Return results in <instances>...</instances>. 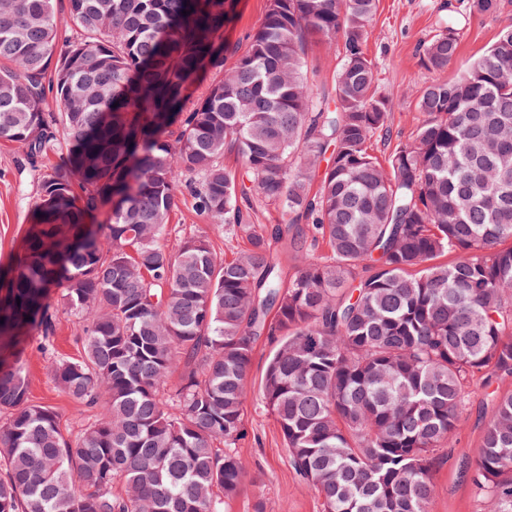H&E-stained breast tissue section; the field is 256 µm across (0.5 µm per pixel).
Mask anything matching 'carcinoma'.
Instances as JSON below:
<instances>
[{
  "label": "carcinoma",
  "instance_id": "1",
  "mask_svg": "<svg viewBox=\"0 0 512 512\" xmlns=\"http://www.w3.org/2000/svg\"><path fill=\"white\" fill-rule=\"evenodd\" d=\"M376 2L267 0L240 54L224 45L236 0H68L74 36L55 0H0V141L31 164L59 131L68 142L0 266V512H224L262 336L278 342L262 403L323 512H429L467 381L512 374V25L418 91L423 119L382 162ZM471 8L494 16L500 0ZM312 42L340 58L331 96L307 80ZM459 45L442 27L423 66L447 68ZM183 188L208 230L171 248ZM225 235L247 248L219 257ZM284 239L291 276L272 249ZM61 311L77 359L51 354ZM34 334L87 414L74 433L29 399ZM473 482L512 512L511 393Z\"/></svg>",
  "mask_w": 512,
  "mask_h": 512
}]
</instances>
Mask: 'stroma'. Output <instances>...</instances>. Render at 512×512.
I'll use <instances>...</instances> for the list:
<instances>
[{
    "label": "stroma",
    "mask_w": 512,
    "mask_h": 512,
    "mask_svg": "<svg viewBox=\"0 0 512 512\" xmlns=\"http://www.w3.org/2000/svg\"><path fill=\"white\" fill-rule=\"evenodd\" d=\"M504 2V10L492 19L473 13L471 0H379L367 52L376 64L379 88L391 103L393 139L407 140L415 128L418 88L456 77L495 41L504 26L512 24V0ZM266 6L267 0H237V19L225 29V43L245 50L247 37L260 24ZM448 22L458 23L462 31L457 58L444 71H428L420 62L418 48ZM336 64L335 54L323 44L309 46L308 77L315 94L332 92ZM36 192L37 182L21 145H0L1 264L9 261L22 242ZM272 349L262 338L253 351L245 436L236 447L247 478L238 493L226 500L224 512H322L320 499L291 464L278 426L261 402ZM25 358L31 374V400L55 408L66 429L78 430L86 417L47 372L35 342L26 343ZM508 392L512 393L510 375L489 371L470 380L454 445L443 450L434 472L431 512H485L487 505L475 491L472 473L496 399Z\"/></svg>",
    "instance_id": "1"
}]
</instances>
